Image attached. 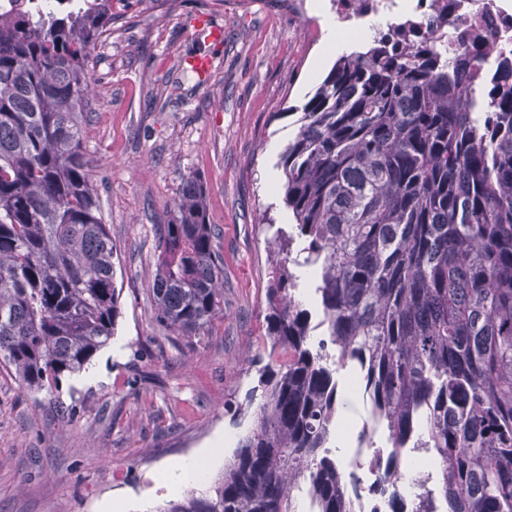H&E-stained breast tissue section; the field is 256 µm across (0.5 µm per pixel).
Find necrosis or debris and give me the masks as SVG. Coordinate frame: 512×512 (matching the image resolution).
Segmentation results:
<instances>
[{"mask_svg":"<svg viewBox=\"0 0 512 512\" xmlns=\"http://www.w3.org/2000/svg\"><path fill=\"white\" fill-rule=\"evenodd\" d=\"M94 0H0V20L25 14L38 22L52 13L88 8ZM336 17L346 29L363 31L366 20L387 16L382 32L392 35L410 29L420 34L447 33L448 53L481 43L492 47L488 63L512 55V0H334ZM378 444L359 443L350 460L355 492L353 512H388L389 490L373 460L382 455Z\"/></svg>","mask_w":512,"mask_h":512,"instance_id":"4bbe7bcc","label":"necrosis or debris"}]
</instances>
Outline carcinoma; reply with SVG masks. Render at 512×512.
<instances>
[{
    "label": "carcinoma",
    "mask_w": 512,
    "mask_h": 512,
    "mask_svg": "<svg viewBox=\"0 0 512 512\" xmlns=\"http://www.w3.org/2000/svg\"><path fill=\"white\" fill-rule=\"evenodd\" d=\"M112 6L32 26L0 22V365L34 393L86 369L120 315L116 251L81 148L88 63ZM448 59L437 38L365 40L339 56L282 154L295 233L272 242L268 361L239 415L224 472L155 512H350L329 455L336 366L352 363L391 448L439 459L412 512H512V61ZM156 241L155 319L198 337L224 313V257L205 190L187 178ZM306 242L292 256L295 238ZM313 269L323 328L312 344L289 265Z\"/></svg>",
    "instance_id": "cac0c4a2"
}]
</instances>
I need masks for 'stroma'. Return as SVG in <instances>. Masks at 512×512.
Returning <instances> with one entry per match:
<instances>
[{"label": "stroma", "mask_w": 512, "mask_h": 512, "mask_svg": "<svg viewBox=\"0 0 512 512\" xmlns=\"http://www.w3.org/2000/svg\"><path fill=\"white\" fill-rule=\"evenodd\" d=\"M113 11L89 67L82 148L119 257L120 316L58 391L30 392L0 367V512H154L174 498L163 467L197 455L209 478L223 471L251 426L233 415L258 378L247 360L266 332L267 242L288 226L278 161L320 83L312 67L336 60L302 0H114ZM199 19L224 30L203 80L182 67L202 47ZM191 176L224 255V315L192 339L157 324L150 292L155 228Z\"/></svg>", "instance_id": "stroma-1"}]
</instances>
